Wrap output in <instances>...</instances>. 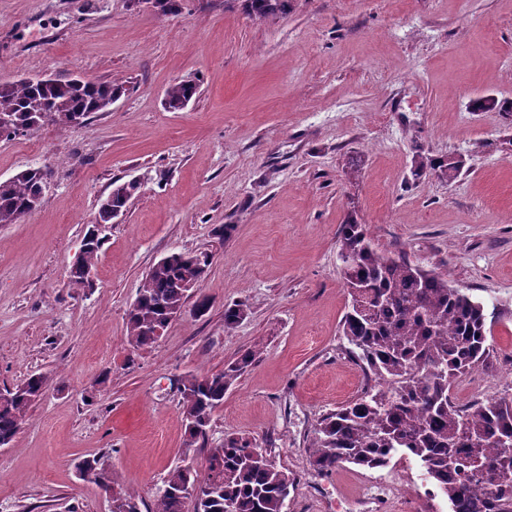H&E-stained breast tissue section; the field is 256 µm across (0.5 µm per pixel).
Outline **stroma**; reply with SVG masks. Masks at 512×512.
<instances>
[{"mask_svg":"<svg viewBox=\"0 0 512 512\" xmlns=\"http://www.w3.org/2000/svg\"><path fill=\"white\" fill-rule=\"evenodd\" d=\"M51 72L123 81L111 111L0 140V180L50 169L40 206L0 225V390L48 377L12 443L0 447V512H110L79 478L104 456L117 488L153 508L168 471L205 470L227 435L255 438L295 480L284 512H329L390 482L378 512H448L418 464L316 474L308 448L322 416L376 383L340 331L351 297L342 224L403 251L454 287L497 304L487 367L453 384L458 405L512 397V0H291L260 20L240 0H182L158 16L130 0H0V84ZM193 79L181 111L168 85ZM458 156L455 180L415 178L418 153ZM141 188L100 234L94 285L68 271L113 181ZM233 225L221 238V225ZM215 258L199 291L153 346L126 340L142 275L174 253ZM246 317L224 328L225 305ZM254 363L224 395L207 437L186 446L175 378ZM199 85L193 80H175L165 90L164 105L170 111H180L196 96Z\"/></svg>","mask_w":512,"mask_h":512,"instance_id":"stroma-1","label":"stroma"}]
</instances>
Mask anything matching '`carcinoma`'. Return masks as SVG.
<instances>
[{
  "label": "carcinoma",
  "mask_w": 512,
  "mask_h": 512,
  "mask_svg": "<svg viewBox=\"0 0 512 512\" xmlns=\"http://www.w3.org/2000/svg\"><path fill=\"white\" fill-rule=\"evenodd\" d=\"M245 11L258 18L288 10L289 0H242ZM193 80H175L165 90L164 105L180 111L196 96ZM127 92L122 82L84 78H26L0 84V114L12 118L0 127V139L33 132L47 121L73 125L76 117L108 112L112 98ZM462 162L455 156L418 155L413 174L427 172L453 179ZM45 167L28 168L0 181V225L17 224L44 192ZM139 186L112 182L108 204L123 209ZM102 241L84 236L81 253L69 270V285L92 284ZM339 259L351 310L341 322L349 355L380 380L352 402L325 414L309 448L315 472L328 475L345 464L381 469L396 455L411 457L424 476L441 489L451 512H512V397H492L461 408L450 395L453 380L484 365L490 356L488 336L498 319L497 306H488L455 288L443 275L415 263L403 253L378 250L365 225L348 217L339 236ZM214 260L211 252L173 253L146 273L127 312L126 339L136 348L157 342L185 309L188 285L200 286ZM246 316L241 304L224 308V328L232 329ZM246 350L224 370L181 377L182 414L188 445L205 439L213 412L224 394L254 360ZM47 379L34 374L9 393L0 407V445L9 444L29 408L44 395ZM81 477L104 491L113 489L112 469L100 457L80 460ZM288 474L278 469L256 440L229 435L210 454L207 470L176 466L169 470L165 489L151 512H283ZM118 512H141L134 494H112Z\"/></svg>",
  "instance_id": "1"
}]
</instances>
